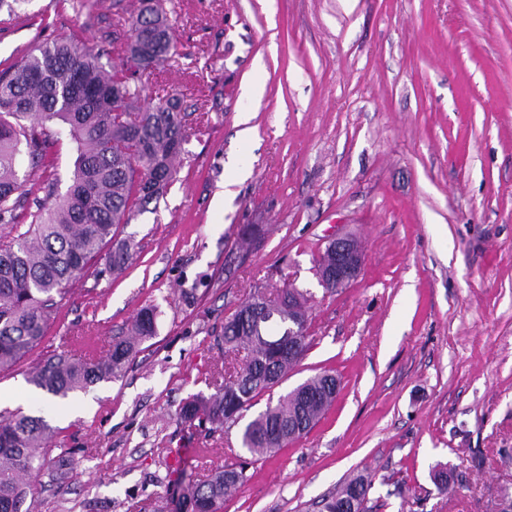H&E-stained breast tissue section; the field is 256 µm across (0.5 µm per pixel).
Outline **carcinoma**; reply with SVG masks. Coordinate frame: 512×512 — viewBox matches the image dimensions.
Returning <instances> with one entry per match:
<instances>
[{
    "label": "carcinoma",
    "mask_w": 512,
    "mask_h": 512,
    "mask_svg": "<svg viewBox=\"0 0 512 512\" xmlns=\"http://www.w3.org/2000/svg\"><path fill=\"white\" fill-rule=\"evenodd\" d=\"M129 28L134 40L115 37ZM170 20L164 8H149L126 23L106 22L98 49H84L72 38L35 46L27 58L0 70V371L8 370L44 338L45 328L68 293L112 242L116 227L158 197L175 174V162L188 134L180 100L163 98L140 112L129 108L141 88L129 67L110 69L102 62L128 54L146 69L171 53ZM67 138L76 143L71 184L57 194L50 148ZM48 177L46 196L27 207L19 193L22 158ZM132 246H112L107 270L120 269ZM308 322L307 299L294 287L267 294L256 291L224 323V368L210 372L216 392L194 394L182 408L189 425L222 429L234 423L258 396L268 392L271 375L285 378L308 348V330L298 349L281 355L288 320ZM156 335L155 313L142 309L129 336L119 338L102 358H76L70 351L42 358L30 382L56 397L83 390L125 372L138 343ZM245 352L244 361L230 356ZM328 373L318 374L280 396L249 421L241 448L252 456L271 455L313 428L332 405L323 394ZM53 429L42 417L0 413V512H32L31 478L45 470L68 477L67 459L51 456ZM247 480L244 469L214 471L190 485L186 498L193 512H223L224 497ZM371 480L356 475L325 499L323 512H341L366 495Z\"/></svg>",
    "instance_id": "1"
}]
</instances>
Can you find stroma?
Wrapping results in <instances>:
<instances>
[{"mask_svg": "<svg viewBox=\"0 0 512 512\" xmlns=\"http://www.w3.org/2000/svg\"><path fill=\"white\" fill-rule=\"evenodd\" d=\"M27 0L0 14V69L140 0ZM176 54L138 102L181 99L191 135L168 189L119 225L133 256L88 272L42 342L0 373V410L45 417L67 479L37 512H186L188 483L245 464L224 512H321L369 475L368 512L512 504V0H164ZM253 113L252 138L238 136ZM258 225L255 241L245 225ZM356 238L358 278L326 290L328 241ZM308 299L309 349L276 395L322 372L340 392L308 434L250 461L233 425L180 411L223 362L224 322L255 289ZM144 307L156 334L125 374L59 398L29 382L58 339L100 354ZM211 451L202 465L200 449ZM447 467L451 493L434 482Z\"/></svg>", "mask_w": 512, "mask_h": 512, "instance_id": "stroma-1", "label": "stroma"}]
</instances>
